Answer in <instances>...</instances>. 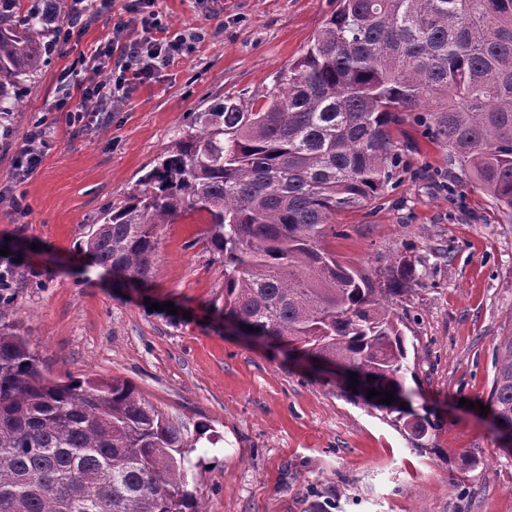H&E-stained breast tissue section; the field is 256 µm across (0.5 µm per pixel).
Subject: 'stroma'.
Returning <instances> with one entry per match:
<instances>
[{
  "label": "stroma",
  "mask_w": 512,
  "mask_h": 512,
  "mask_svg": "<svg viewBox=\"0 0 512 512\" xmlns=\"http://www.w3.org/2000/svg\"><path fill=\"white\" fill-rule=\"evenodd\" d=\"M128 0L58 47L23 85L0 136V264L18 261L14 307L42 368L56 377H116L198 444L187 481L204 512H512V456L481 415L493 347L512 308V224L458 184L446 147L412 119L393 129L404 162L381 205L337 216L324 245L386 287L416 262L410 290L388 296L415 373L412 407L437 424L418 451L392 414L349 401L334 376L285 348L224 330V264L203 216L158 229L152 277L118 281L79 245L105 207L121 206L158 157L219 99L263 103L336 0H154L165 37L203 38L111 111L70 124L84 87L102 80L94 50L129 22ZM42 123L41 163L10 183L15 144ZM158 302L149 310L148 301ZM172 302L174 312L161 310ZM206 438H198L199 429Z\"/></svg>",
  "instance_id": "35a3bbf8"
}]
</instances>
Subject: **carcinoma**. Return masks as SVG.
Masks as SVG:
<instances>
[{"label": "carcinoma", "mask_w": 512, "mask_h": 512, "mask_svg": "<svg viewBox=\"0 0 512 512\" xmlns=\"http://www.w3.org/2000/svg\"><path fill=\"white\" fill-rule=\"evenodd\" d=\"M0 7V113L52 53L31 6ZM259 107L232 97L193 120L144 189L109 207L82 250L91 264L147 279L157 229L200 212L224 262V318L312 363L343 371L346 396L393 392L403 428L412 409L407 339L383 302L407 292L339 263L322 243L336 215L385 194L402 158L391 128L413 112L448 146L449 163L512 223V0H339L313 43ZM0 290V512H202L186 488L191 447L130 382L48 378L8 319ZM488 405L512 429V308L496 337ZM356 385V390L349 389Z\"/></svg>", "instance_id": "cac0c4a2"}]
</instances>
